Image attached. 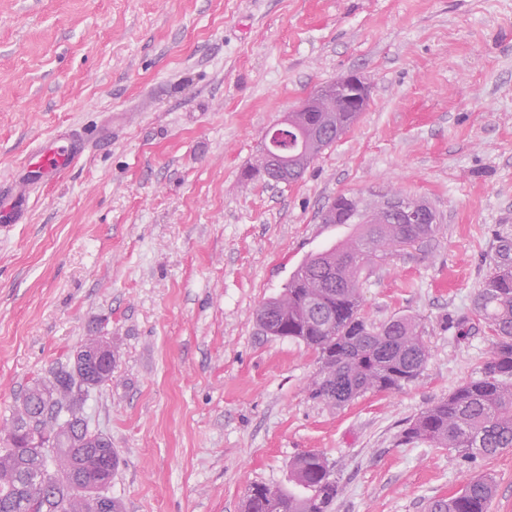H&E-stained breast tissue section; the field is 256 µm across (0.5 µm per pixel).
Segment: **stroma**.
Masks as SVG:
<instances>
[{
	"label": "stroma",
	"instance_id": "stroma-1",
	"mask_svg": "<svg viewBox=\"0 0 512 512\" xmlns=\"http://www.w3.org/2000/svg\"><path fill=\"white\" fill-rule=\"evenodd\" d=\"M350 73L369 104L302 178H246L265 129ZM72 132L85 157L0 226V426L95 333L116 363L83 414L119 454L125 512H241L309 450L343 487L332 512H425L478 474L489 512H512V448L469 462L399 440L490 354L473 299L512 234V0H0V184ZM392 191L439 230L372 267L362 313L416 317L431 358L330 408L309 396L315 353L255 311L353 237L322 223L329 202Z\"/></svg>",
	"mask_w": 512,
	"mask_h": 512
}]
</instances>
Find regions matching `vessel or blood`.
Segmentation results:
<instances>
[{"mask_svg": "<svg viewBox=\"0 0 512 512\" xmlns=\"http://www.w3.org/2000/svg\"><path fill=\"white\" fill-rule=\"evenodd\" d=\"M86 150L83 137L72 135L66 145L52 143L39 147L27 163L37 179H18L0 189V223L19 224L27 219V203L36 182L49 181L80 160Z\"/></svg>", "mask_w": 512, "mask_h": 512, "instance_id": "1", "label": "vessel or blood"}]
</instances>
